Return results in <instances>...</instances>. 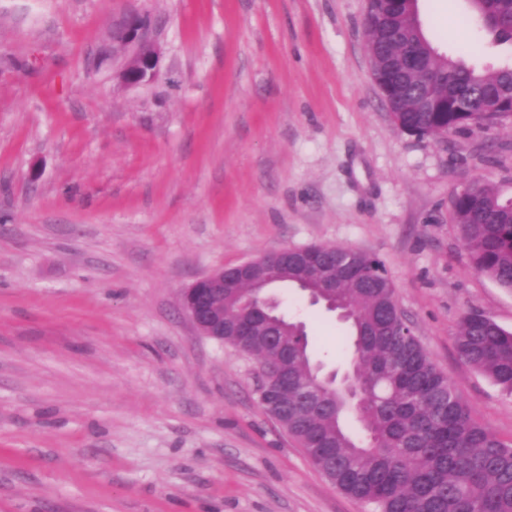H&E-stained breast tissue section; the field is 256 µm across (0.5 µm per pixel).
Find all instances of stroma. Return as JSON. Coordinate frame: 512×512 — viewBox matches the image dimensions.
<instances>
[{
    "instance_id": "stroma-1",
    "label": "stroma",
    "mask_w": 512,
    "mask_h": 512,
    "mask_svg": "<svg viewBox=\"0 0 512 512\" xmlns=\"http://www.w3.org/2000/svg\"><path fill=\"white\" fill-rule=\"evenodd\" d=\"M443 56L512 63L468 0H418ZM366 0H0V512H369L258 403L254 358L196 334L178 292L283 247L386 263L406 322L477 420L512 394L458 356L461 315L512 331L459 187L512 198V125L399 130L371 78ZM131 14L160 74L128 86ZM326 370L348 328L282 284Z\"/></svg>"
}]
</instances>
